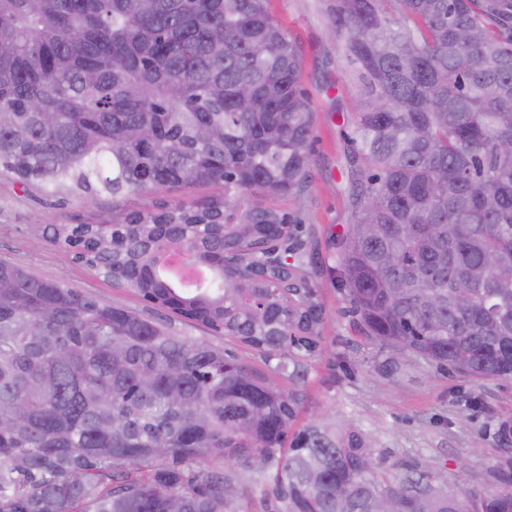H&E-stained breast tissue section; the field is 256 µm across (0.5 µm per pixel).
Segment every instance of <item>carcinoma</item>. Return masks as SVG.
<instances>
[{
	"mask_svg": "<svg viewBox=\"0 0 512 512\" xmlns=\"http://www.w3.org/2000/svg\"><path fill=\"white\" fill-rule=\"evenodd\" d=\"M268 0H0V169L31 186L217 193L131 212L99 240L54 238L112 282L279 357L294 379L322 312L304 264L277 293L216 265L183 286L168 231L200 253H288L278 201L309 185L300 48ZM355 66L350 220L336 278L363 333L476 379H512V0H331ZM53 120L45 121L47 114ZM393 253L385 267L378 256ZM291 333L277 343L275 333ZM464 362L454 367L458 351ZM297 391L205 340L0 261V512H512L424 473L379 480L360 433L322 418L284 445ZM227 457L222 469L194 468ZM259 466L235 470L232 460Z\"/></svg>",
	"mask_w": 512,
	"mask_h": 512,
	"instance_id": "obj_1",
	"label": "carcinoma"
}]
</instances>
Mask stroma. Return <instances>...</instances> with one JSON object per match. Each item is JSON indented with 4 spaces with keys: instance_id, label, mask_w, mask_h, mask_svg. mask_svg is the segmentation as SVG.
<instances>
[{
    "instance_id": "obj_1",
    "label": "stroma",
    "mask_w": 512,
    "mask_h": 512,
    "mask_svg": "<svg viewBox=\"0 0 512 512\" xmlns=\"http://www.w3.org/2000/svg\"><path fill=\"white\" fill-rule=\"evenodd\" d=\"M328 5L329 0H268L270 13L300 47V83L312 110L311 183L282 203L301 225L299 244L288 258L303 262L323 313L318 328L321 346L305 360L304 376L295 383L303 401L289 431L297 433L314 419L330 416L337 427L366 436L379 477L423 472L455 495L463 471L468 488L481 491L492 472L512 458V447L496 435L500 422L512 420V380H475L371 342L354 327L349 303L336 281L335 235L349 218L339 167L351 149L355 82L341 42L326 34ZM111 221L109 193L38 190L0 169V261L147 319L170 321L177 335L207 339L252 367L273 372L278 357L170 318L167 311L113 286L77 261L67 247L43 235L49 224Z\"/></svg>"
}]
</instances>
